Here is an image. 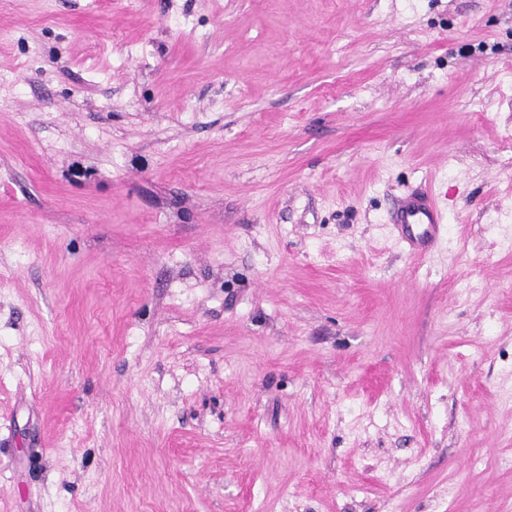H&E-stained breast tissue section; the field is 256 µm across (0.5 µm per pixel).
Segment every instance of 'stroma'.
Masks as SVG:
<instances>
[{
    "instance_id": "obj_1",
    "label": "stroma",
    "mask_w": 512,
    "mask_h": 512,
    "mask_svg": "<svg viewBox=\"0 0 512 512\" xmlns=\"http://www.w3.org/2000/svg\"><path fill=\"white\" fill-rule=\"evenodd\" d=\"M510 237L512 0H0V512H512ZM445 223V217L428 195L408 194L399 201L393 228L409 255L418 259L440 238Z\"/></svg>"
}]
</instances>
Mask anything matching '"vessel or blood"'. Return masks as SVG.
I'll return each mask as SVG.
<instances>
[{
    "mask_svg": "<svg viewBox=\"0 0 512 512\" xmlns=\"http://www.w3.org/2000/svg\"><path fill=\"white\" fill-rule=\"evenodd\" d=\"M393 228L409 255L417 259L443 234L445 218L429 197L409 194L399 201Z\"/></svg>",
    "mask_w": 512,
    "mask_h": 512,
    "instance_id": "vessel-or-blood-1",
    "label": "vessel or blood"
}]
</instances>
